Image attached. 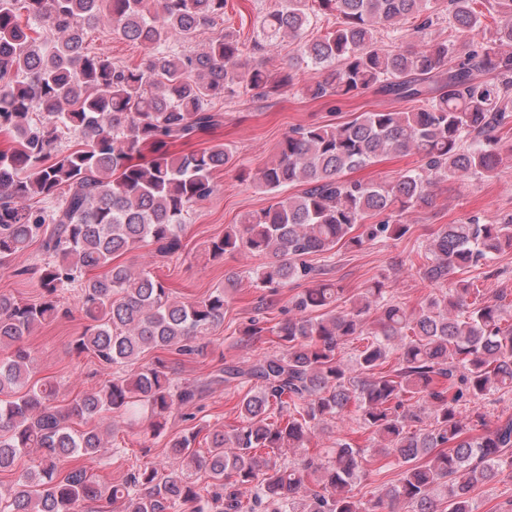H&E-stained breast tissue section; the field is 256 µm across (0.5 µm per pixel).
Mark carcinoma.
Instances as JSON below:
<instances>
[{"instance_id":"carcinoma-1","label":"carcinoma","mask_w":512,"mask_h":512,"mask_svg":"<svg viewBox=\"0 0 512 512\" xmlns=\"http://www.w3.org/2000/svg\"><path fill=\"white\" fill-rule=\"evenodd\" d=\"M225 3L0 0V132L11 138L0 149V266L35 243L48 257L18 270L36 277L38 302L0 294V474H17L0 512H396V503L407 512H473L470 493L512 468V415L488 427L481 412L512 389V303L503 304L504 293L484 296L465 273L512 251V217L433 232L418 273L451 288L428 294L412 312L381 281L340 307L343 289L308 257L399 239L410 229L404 215L433 203L435 183L497 175V131L512 118V0H280L261 21L255 47L295 43L314 67L306 97L381 88L409 107L300 126L262 168L240 169L273 202L211 239L210 258L260 259L254 277L273 294L290 282L317 283L293 297L292 316L272 326L255 319L243 331L247 345L275 337V352L218 369L216 380L248 387L239 424L210 430L204 454L195 448L201 429L177 434L166 461L120 483L65 469L75 457L112 454L111 438L144 418L159 435L174 411L200 398L198 384L177 381L166 355L208 351L237 274L182 301L162 279L114 259L141 246L160 257L182 249L190 208L213 194L234 154L224 144L170 147L223 125L216 102L242 89L268 95L293 85L288 73L248 66L228 29L200 52L179 49L224 19ZM441 9L452 34L478 33L491 16L494 37L463 50L451 38L418 50L379 45L380 29L396 34L410 20L424 35ZM321 12L336 22L311 37ZM104 17L144 47L139 63L85 50L84 33ZM391 152L413 154L419 165L389 183L344 179ZM76 281L86 325L72 350L108 367L158 356L61 406L56 383L32 381L36 358L24 341L68 313L61 300ZM356 340L364 345L348 359L345 348ZM468 402L476 409L467 425ZM105 411L115 417L105 429L75 428ZM337 422L368 434L372 447L339 437L325 456L311 455V440ZM32 448L40 456L18 470ZM370 458L398 465L401 477L358 498L353 486ZM197 469L208 485L191 481Z\"/></svg>"}]
</instances>
